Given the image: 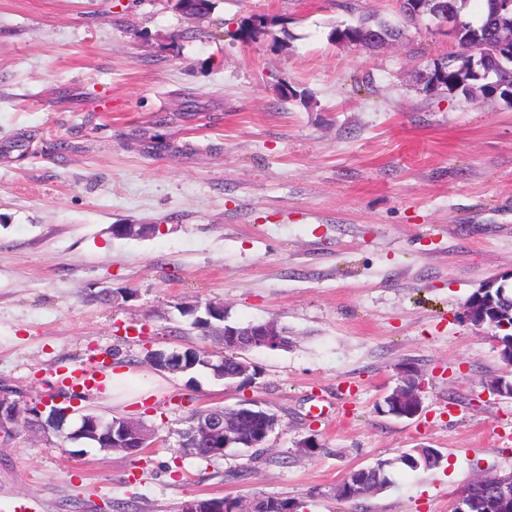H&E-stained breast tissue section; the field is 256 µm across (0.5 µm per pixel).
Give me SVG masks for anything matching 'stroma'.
Returning <instances> with one entry per match:
<instances>
[{
	"label": "stroma",
	"instance_id": "35a3bbf8",
	"mask_svg": "<svg viewBox=\"0 0 512 512\" xmlns=\"http://www.w3.org/2000/svg\"><path fill=\"white\" fill-rule=\"evenodd\" d=\"M368 12L401 20L396 0H214L203 18L172 0H0V385L47 401L102 356L141 374L146 350L216 348L185 302L291 341L248 351L240 388L161 373L132 412L156 431L142 454L0 442V512L263 496L450 512L476 475L512 472V397L486 389L512 367L464 317L512 275V103L426 91L420 72L455 46L425 27L377 49L331 40ZM257 15L281 23L240 40ZM407 368L425 380L420 416L380 413ZM243 399L280 420L264 448L179 453L191 411ZM419 446L442 466L336 498L350 471Z\"/></svg>",
	"mask_w": 512,
	"mask_h": 512
}]
</instances>
